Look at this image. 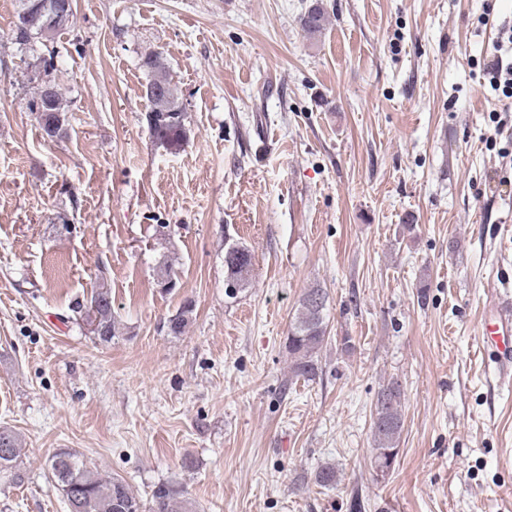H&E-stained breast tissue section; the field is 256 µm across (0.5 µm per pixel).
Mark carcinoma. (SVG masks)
Returning <instances> with one entry per match:
<instances>
[{"mask_svg": "<svg viewBox=\"0 0 512 512\" xmlns=\"http://www.w3.org/2000/svg\"><path fill=\"white\" fill-rule=\"evenodd\" d=\"M37 0H16V20L10 36L17 50L28 55L27 67L34 73L41 70L50 76L56 70L55 50L50 48L57 33L51 34L49 42L24 41L26 24L22 11ZM327 15L321 3L310 6L301 15L300 25L310 38L320 36L325 29ZM145 81L142 89L158 90V93L145 97L147 111L145 120L150 137L177 152L188 142L186 107L173 80L170 67L163 53L152 48L145 49L139 57ZM52 112L46 118L39 116L43 108L42 100L35 91H30L27 109L35 114L41 135L49 138H63L65 126L72 111V99L68 98L56 82L51 85ZM224 269L240 288L249 284L253 269L251 251L238 242L227 244L224 249ZM159 286H175L173 264L162 258L156 265ZM328 294L316 285L306 289L299 299L289 327L286 349L290 358L289 370L293 377L313 382L318 376L317 354L326 341ZM95 309L99 317L100 330L97 338L110 342L116 336L117 321L112 313V292L105 283L98 284L87 300V309ZM193 314V305L186 302L167 320L170 334L180 336L185 333ZM404 391L396 380H390L378 391L374 405L372 422V454L376 476L385 477L391 470L390 460L398 453V444L404 425ZM22 446L18 435L10 429H0V461H6V468L12 472L15 483L22 484L25 474L20 468ZM52 479L62 493L69 512H197L193 501L185 491L168 484H160L152 492V505L145 507L142 500L131 490L126 480L120 476L102 474L92 469L77 453L68 448H58L48 458ZM339 473L336 466L326 464L318 468L314 481L320 487L336 485Z\"/></svg>", "mask_w": 512, "mask_h": 512, "instance_id": "cac0c4a2", "label": "carcinoma"}]
</instances>
